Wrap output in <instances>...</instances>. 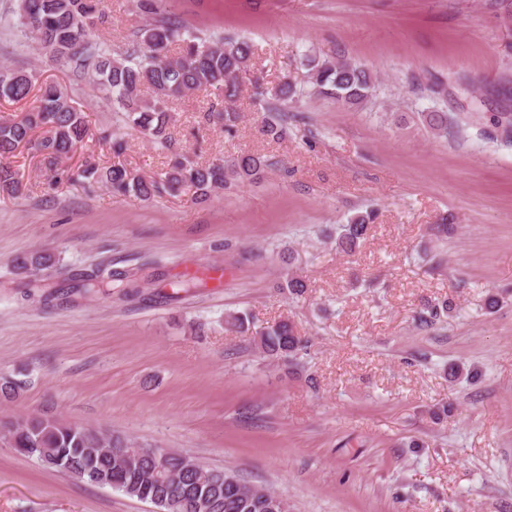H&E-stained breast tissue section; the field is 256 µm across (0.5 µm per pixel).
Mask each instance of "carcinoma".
<instances>
[{
    "mask_svg": "<svg viewBox=\"0 0 512 512\" xmlns=\"http://www.w3.org/2000/svg\"><path fill=\"white\" fill-rule=\"evenodd\" d=\"M101 0H19L12 16V27L24 35H32L45 55L56 64L80 70L102 94L104 103L125 115L128 122L161 147L171 148L167 132L171 121L169 104L191 92L211 96L208 117L223 123L229 131L238 113L224 107V102L237 95L242 74L254 55L247 41L226 42L197 32L179 20L161 15L159 0H137L136 7L149 16L139 31L138 49L116 58L93 41L97 24L106 21ZM313 84L320 92L344 106H355L366 100L375 88L368 69L344 60L307 59ZM34 88L33 75L0 68V99L12 102L26 100ZM271 96L283 106L297 96L296 87L283 80L271 89ZM423 120L434 133L448 134L455 125L446 112H424ZM288 116L264 120L263 135L281 139L287 135ZM45 130L37 143L42 164L54 170L59 162L73 153L89 137L82 111L55 83L39 86L28 112L18 120L0 121V158L13 154L31 142L36 129ZM272 166L270 159L258 154H242L228 162L218 159L194 163L180 154L157 179L134 175L123 165L100 168L81 165L68 175L87 188L102 185L113 193H133L144 201L162 194L176 196L187 189L201 199L211 191L234 181H254ZM22 174L0 164V188L17 194L23 189ZM375 213H357L336 232V250L353 253L364 238ZM55 264L46 252L24 253L13 259L18 276L27 277L33 270ZM122 272L96 269L82 275L69 288L82 295L105 293L112 282L123 281ZM258 348L267 357L287 361L306 348L288 321H280L259 331ZM9 432L17 437L16 448L54 469L81 470L84 480L107 486L131 497L150 501L162 512H171L180 504L179 512H289L288 500L276 492L259 486L253 493L234 490L236 476L226 470L211 469L204 481L183 462L174 459L170 465L179 469V480L158 482L152 468L157 458L130 452L129 441L107 438L92 429L75 427L55 419L28 417L16 421Z\"/></svg>",
    "mask_w": 512,
    "mask_h": 512,
    "instance_id": "cac0c4a2",
    "label": "carcinoma"
}]
</instances>
